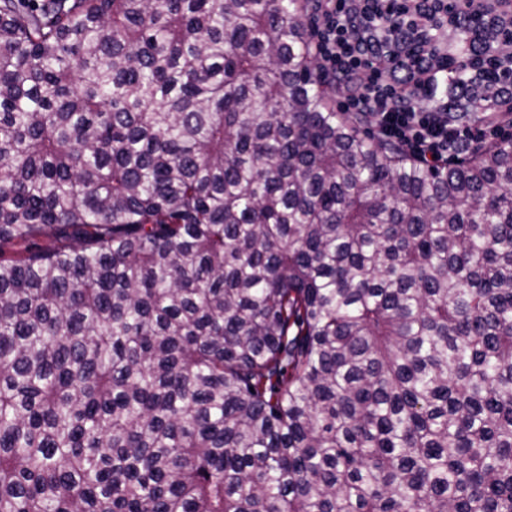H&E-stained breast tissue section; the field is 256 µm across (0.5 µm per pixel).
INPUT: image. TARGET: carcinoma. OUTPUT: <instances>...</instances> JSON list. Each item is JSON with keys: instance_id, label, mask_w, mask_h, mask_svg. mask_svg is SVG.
Returning a JSON list of instances; mask_svg holds the SVG:
<instances>
[{"instance_id": "cac0c4a2", "label": "carcinoma", "mask_w": 512, "mask_h": 512, "mask_svg": "<svg viewBox=\"0 0 512 512\" xmlns=\"http://www.w3.org/2000/svg\"><path fill=\"white\" fill-rule=\"evenodd\" d=\"M304 0H0V512H512V144L336 111Z\"/></svg>"}]
</instances>
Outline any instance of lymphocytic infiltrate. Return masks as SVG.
<instances>
[{
  "label": "lymphocytic infiltrate",
  "mask_w": 512,
  "mask_h": 512,
  "mask_svg": "<svg viewBox=\"0 0 512 512\" xmlns=\"http://www.w3.org/2000/svg\"><path fill=\"white\" fill-rule=\"evenodd\" d=\"M319 81L339 111L427 165L447 166L512 128V78L495 46L512 35L498 0H306ZM465 37L473 51L457 53ZM489 93L475 119H448L450 93Z\"/></svg>",
  "instance_id": "1"
}]
</instances>
